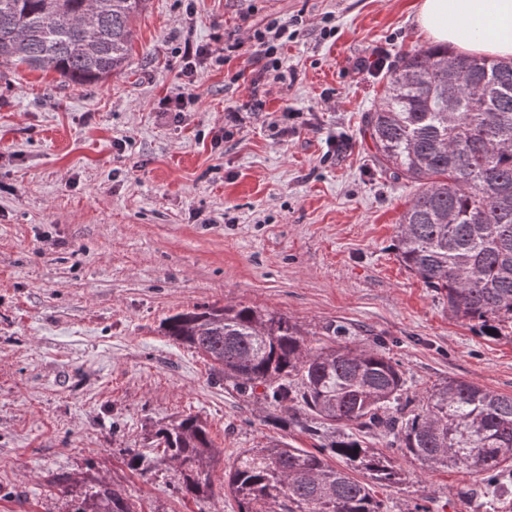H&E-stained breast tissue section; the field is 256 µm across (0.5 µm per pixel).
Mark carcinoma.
Returning a JSON list of instances; mask_svg holds the SVG:
<instances>
[{
	"label": "carcinoma",
	"mask_w": 512,
	"mask_h": 512,
	"mask_svg": "<svg viewBox=\"0 0 512 512\" xmlns=\"http://www.w3.org/2000/svg\"><path fill=\"white\" fill-rule=\"evenodd\" d=\"M147 0H0V67L52 71L92 85L123 70L133 19ZM366 128L381 171L421 190L402 213L395 250L406 269L445 294L448 314L481 335L512 324V60L458 54L446 45L404 53L386 76ZM164 334L213 362L246 396L263 387L281 419L302 411L312 451L274 441L246 448L224 474L239 512H386L370 483L399 480L394 459L354 437L393 438L406 459L429 471L473 477L472 496L512 491V396L450 378L413 404L401 366L375 347L322 327L314 347L288 316L242 304L202 306L163 321ZM181 470L180 491L213 486L215 450L195 417L156 431ZM336 457L344 462L329 463ZM360 472L370 482L355 477ZM74 512H135L122 490L102 487Z\"/></svg>",
	"instance_id": "carcinoma-1"
}]
</instances>
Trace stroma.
I'll return each mask as SVG.
<instances>
[{"label":"stroma","mask_w":512,"mask_h":512,"mask_svg":"<svg viewBox=\"0 0 512 512\" xmlns=\"http://www.w3.org/2000/svg\"><path fill=\"white\" fill-rule=\"evenodd\" d=\"M420 2L149 0L123 72L84 86L0 77V512H72L103 483L136 512H237L224 471L242 449H313L164 335L165 318L197 306L277 311L312 334L346 325L401 364L414 398L449 377L512 395V329L480 335L399 262L416 189L379 170L365 131L385 81L373 53L393 65L432 43ZM270 18L293 33L277 77L236 54L185 86L184 111L158 114L183 86L185 40L220 55L226 32ZM285 107L303 119L284 137ZM189 416L219 451L196 497L154 445ZM134 451L148 472L130 466ZM401 468L374 490L388 512H512V493L460 496L458 470Z\"/></svg>","instance_id":"obj_1"}]
</instances>
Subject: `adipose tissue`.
Masks as SVG:
<instances>
[{
    "label": "adipose tissue",
    "mask_w": 512,
    "mask_h": 512,
    "mask_svg": "<svg viewBox=\"0 0 512 512\" xmlns=\"http://www.w3.org/2000/svg\"><path fill=\"white\" fill-rule=\"evenodd\" d=\"M417 21L434 41L512 59V0H422Z\"/></svg>",
    "instance_id": "obj_1"
}]
</instances>
